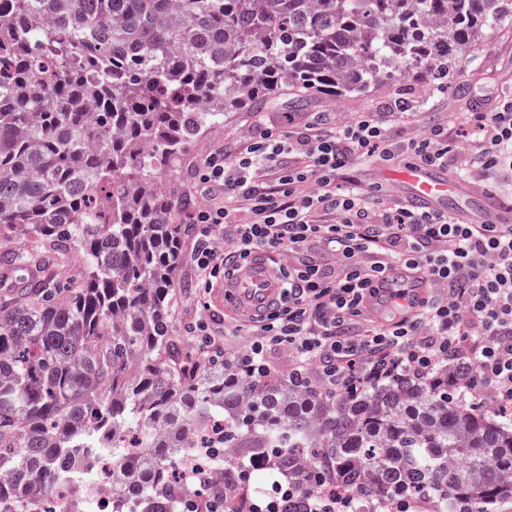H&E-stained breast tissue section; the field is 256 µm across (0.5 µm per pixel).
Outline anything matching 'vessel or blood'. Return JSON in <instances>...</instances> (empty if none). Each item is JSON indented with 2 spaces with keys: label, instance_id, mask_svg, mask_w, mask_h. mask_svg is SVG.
<instances>
[{
  "label": "vessel or blood",
  "instance_id": "1",
  "mask_svg": "<svg viewBox=\"0 0 512 512\" xmlns=\"http://www.w3.org/2000/svg\"><path fill=\"white\" fill-rule=\"evenodd\" d=\"M404 187V198L412 206L447 211L449 202L461 196H469L472 208H457V216L469 224H511L512 212L504 210L498 197L489 188L476 184H462L446 173L416 162H398L393 172ZM384 287L397 285L418 289L419 300H426L432 282L426 276L402 268L390 270L383 282ZM226 290L232 294L230 311L255 315L265 311L280 293V284L265 258L258 257L235 274Z\"/></svg>",
  "mask_w": 512,
  "mask_h": 512
}]
</instances>
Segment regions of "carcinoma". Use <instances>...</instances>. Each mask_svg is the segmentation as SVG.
<instances>
[{
  "label": "carcinoma",
  "mask_w": 512,
  "mask_h": 512,
  "mask_svg": "<svg viewBox=\"0 0 512 512\" xmlns=\"http://www.w3.org/2000/svg\"><path fill=\"white\" fill-rule=\"evenodd\" d=\"M512 19V0H0V263L81 265L0 295V512L84 503L80 451L112 449V512H227L259 471L288 483L270 512H310L322 477L362 512L430 498L438 512L512 501V414L467 397L446 360L354 382L251 380L172 336L177 204L162 182L224 113L292 86L364 95L424 76ZM189 438L197 470L180 477Z\"/></svg>",
  "instance_id": "1"
}]
</instances>
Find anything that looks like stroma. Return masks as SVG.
<instances>
[{
	"instance_id": "stroma-1",
	"label": "stroma",
	"mask_w": 512,
	"mask_h": 512,
	"mask_svg": "<svg viewBox=\"0 0 512 512\" xmlns=\"http://www.w3.org/2000/svg\"><path fill=\"white\" fill-rule=\"evenodd\" d=\"M451 80L453 87L449 90L437 88L423 79L357 97L315 95L302 99L289 90L268 99L260 108L225 113L223 125L199 135L188 146L180 164L164 176L177 202L178 221H185L197 203L194 196L195 167L203 155L219 146L227 154H235L248 144L257 122L279 127L289 112L301 121L310 120L317 112H332L337 120L342 121L357 112L384 111L391 99L403 97L412 103V115L385 120L394 148H401L435 122L447 123L456 143L468 147L475 136L470 113L491 111L496 98L512 95V23L499 27L485 38L473 58L462 60ZM193 242V235L184 233L181 238L183 257L175 272L174 299L170 310L173 334L178 344L193 343L194 338L188 333L187 326L199 321L219 335L225 355H238L247 344L249 322L244 318L224 315L216 307L214 287L205 286L189 259Z\"/></svg>"
}]
</instances>
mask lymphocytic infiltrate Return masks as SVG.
Returning <instances> with one entry per match:
<instances>
[{
	"instance_id": "lymphocytic-infiltrate-1",
	"label": "lymphocytic infiltrate",
	"mask_w": 512,
	"mask_h": 512,
	"mask_svg": "<svg viewBox=\"0 0 512 512\" xmlns=\"http://www.w3.org/2000/svg\"><path fill=\"white\" fill-rule=\"evenodd\" d=\"M472 118L480 168L512 159V97ZM387 142L383 121L359 112L325 132L308 122L260 128L232 157L211 150L195 168L194 192L206 204L193 216L191 260L207 278L259 251L306 252L289 270L279 304L250 329L244 357L253 374H271L275 346L293 351L296 371L339 391L402 370L425 376L453 358L473 363L500 406L511 407L512 225L386 205L374 189L344 178L353 166L395 159ZM401 153L433 168L459 163L441 123ZM315 243L333 251V266L310 255ZM396 267L426 273L445 296L426 301L414 318L355 330L368 301L381 296L378 281Z\"/></svg>"
}]
</instances>
